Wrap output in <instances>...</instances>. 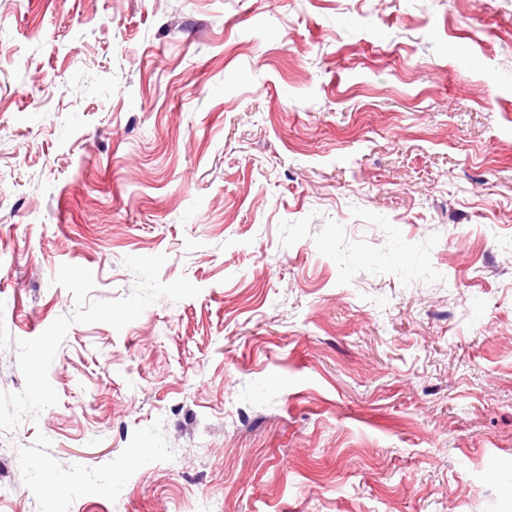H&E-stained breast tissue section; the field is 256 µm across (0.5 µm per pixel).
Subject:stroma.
Wrapping results in <instances>:
<instances>
[{
	"label": "stroma",
	"mask_w": 512,
	"mask_h": 512,
	"mask_svg": "<svg viewBox=\"0 0 512 512\" xmlns=\"http://www.w3.org/2000/svg\"><path fill=\"white\" fill-rule=\"evenodd\" d=\"M512 0H0V512H512Z\"/></svg>",
	"instance_id": "stroma-1"
}]
</instances>
